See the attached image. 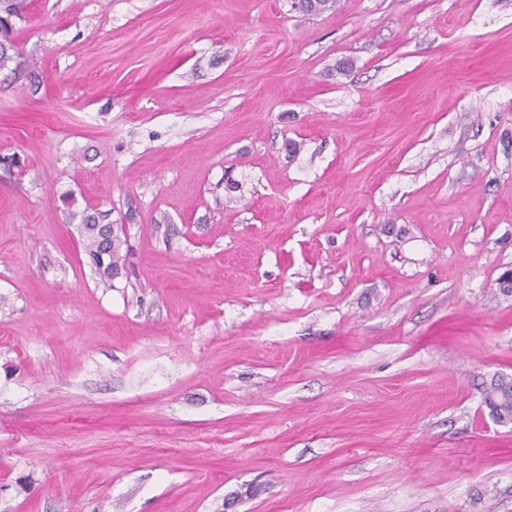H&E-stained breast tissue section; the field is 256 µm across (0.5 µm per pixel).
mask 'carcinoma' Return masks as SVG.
Returning a JSON list of instances; mask_svg holds the SVG:
<instances>
[{
    "label": "carcinoma",
    "mask_w": 512,
    "mask_h": 512,
    "mask_svg": "<svg viewBox=\"0 0 512 512\" xmlns=\"http://www.w3.org/2000/svg\"><path fill=\"white\" fill-rule=\"evenodd\" d=\"M337 0H294V6L310 14L335 8ZM24 0H0V71L13 75L24 71V54L16 46L12 18L19 17ZM107 225L95 213L85 212L80 218V234L84 251L89 256L90 267L98 279L107 285L121 275L128 241L124 232L105 236ZM484 403L491 416L500 423L512 421V379L499 377L491 380L484 390Z\"/></svg>",
    "instance_id": "obj_1"
}]
</instances>
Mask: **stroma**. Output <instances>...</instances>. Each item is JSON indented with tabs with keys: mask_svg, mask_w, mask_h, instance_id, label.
<instances>
[{
	"mask_svg": "<svg viewBox=\"0 0 512 512\" xmlns=\"http://www.w3.org/2000/svg\"><path fill=\"white\" fill-rule=\"evenodd\" d=\"M27 2L0 512H512V0ZM98 218L97 213H83L80 234L91 270L103 284L111 286L112 280L122 274L128 251L127 235L121 232L106 237L104 230L108 224H100ZM484 403L491 416L500 423L512 421V379H492L484 390Z\"/></svg>",
	"mask_w": 512,
	"mask_h": 512,
	"instance_id": "1",
	"label": "stroma"
}]
</instances>
